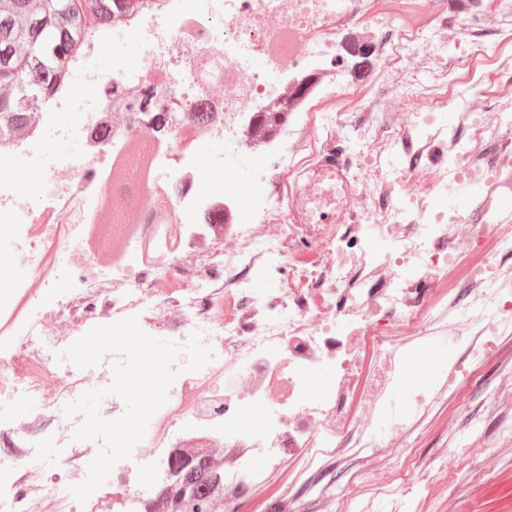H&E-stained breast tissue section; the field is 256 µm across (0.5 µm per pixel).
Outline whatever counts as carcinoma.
I'll return each instance as SVG.
<instances>
[{
  "label": "carcinoma",
  "mask_w": 512,
  "mask_h": 512,
  "mask_svg": "<svg viewBox=\"0 0 512 512\" xmlns=\"http://www.w3.org/2000/svg\"><path fill=\"white\" fill-rule=\"evenodd\" d=\"M141 0H0V140L21 135L51 97L79 51L83 33L112 24V14ZM177 481L160 512H211L224 494L220 472L204 455L171 459Z\"/></svg>",
  "instance_id": "carcinoma-1"
}]
</instances>
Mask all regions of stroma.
I'll return each instance as SVG.
<instances>
[{"mask_svg": "<svg viewBox=\"0 0 512 512\" xmlns=\"http://www.w3.org/2000/svg\"><path fill=\"white\" fill-rule=\"evenodd\" d=\"M474 7L483 29L501 41L500 60L471 55L453 21L455 0H442L437 12L428 0H413L404 20L428 28L436 46L465 58V67L449 74L448 92L462 94L485 109L495 99L512 95V38L502 34L498 0H475ZM340 42L348 80L358 94L375 92L377 78L389 62L373 52V35L345 29ZM380 107L371 117L375 131L385 141L388 159L402 166L419 154L427 164H447L453 143L469 132L465 113L456 111L447 130L422 146L409 138L412 101L394 91ZM327 230L324 224L299 225L296 237L286 244L293 276L275 281V288L299 287L302 276L325 265L318 242ZM448 235L455 241L460 263L443 281L426 288L408 286V316L424 317L427 305H437L438 328L419 336L402 328L394 331L404 354L442 340L448 347L446 358L438 361L430 376L419 373L414 378L420 390L433 395L434 402L429 411L411 416L406 444L372 452L336 448L314 469L303 468L294 458L286 460L267 473L250 495L238 500L234 512H346L349 494L373 498L378 512H512V443L498 438L502 425L512 420V403L496 394L499 385L512 379V335L493 338L485 358L473 360L471 338L445 340L443 328L453 313L441 306L451 297L469 301V268L492 256L499 261L504 287L512 289V253L501 252L491 233L474 241L464 224H451ZM457 364L470 365L471 375L451 387L446 378ZM459 448L465 451L460 464L446 467L448 456ZM413 474L430 478L428 490L407 497L397 493L380 496V478L389 476L400 482Z\"/></svg>", "mask_w": 512, "mask_h": 512, "instance_id": "1", "label": "stroma"}]
</instances>
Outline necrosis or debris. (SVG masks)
Returning a JSON list of instances; mask_svg holds the SVG:
<instances>
[{"label":"necrosis or debris","instance_id":"1","mask_svg":"<svg viewBox=\"0 0 512 512\" xmlns=\"http://www.w3.org/2000/svg\"><path fill=\"white\" fill-rule=\"evenodd\" d=\"M379 0H146L111 27L88 30L77 54L76 76L95 92L93 101L59 89L38 109L30 131L10 144L31 160L30 188L0 171V250L17 261L0 268V512H111L115 503L152 512L156 494H142L136 473L149 466L158 491L174 482L170 459L212 457L224 469V500L245 496L283 456L318 464L335 447L347 421L357 372L360 336L379 353L377 376L364 395L367 416L384 413L385 436L363 428V448H391L408 437L410 412L430 407L429 393L413 395L411 411L392 399L404 374L389 332L405 322L406 286L443 279L456 259L449 223L464 213L420 208L424 191L445 200L449 192L494 183L496 170L479 161L488 134L512 133V100L473 116L470 136L457 142L449 166L410 174L385 171L372 124L362 123L356 156L362 186L382 188L364 223L328 229L319 247L328 262L302 287L260 292L255 279L279 274L287 263L283 242L295 227L288 204L271 190L275 175L293 168L288 149L320 109L335 110L352 92L332 69L343 27L381 30L385 54L420 56L425 80L395 68L383 80L421 102L411 116L424 135L441 132L449 70L458 57H438L429 30L383 12ZM138 31V62L121 53L103 69L96 59L115 40ZM67 101V119L44 132L47 113ZM280 112L264 143L272 166L240 177L232 162L256 130L262 112ZM60 144L48 151L47 136ZM209 157L223 180L198 183L192 164ZM404 187L400 204L388 190ZM248 201L252 221L235 224L232 207ZM269 224L273 235L256 227ZM384 265L382 287L363 271ZM494 259L471 267L482 290L455 317L457 330L482 335L512 331V297L501 288ZM55 304L38 319L25 307L49 293ZM137 318L154 337L185 344L200 333L213 358L184 371L167 402L120 468L86 501L69 491L87 476L90 442L74 440L83 415L64 408L89 390L107 388L116 353L79 368L64 351L97 326ZM26 368L17 376L15 362ZM326 373L321 382L312 369ZM23 389L15 405L7 393ZM61 456L43 460L39 449Z\"/></svg>","mask_w":512,"mask_h":512}]
</instances>
